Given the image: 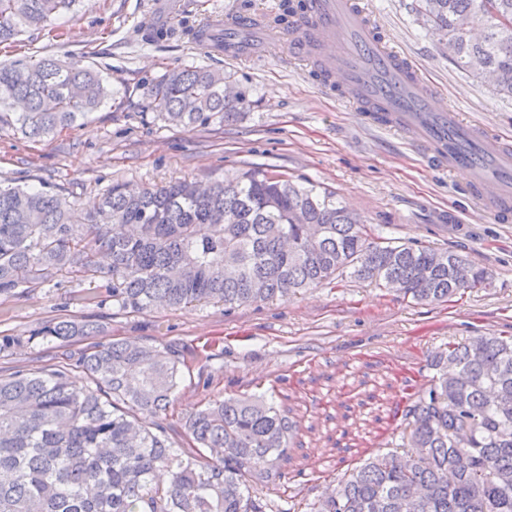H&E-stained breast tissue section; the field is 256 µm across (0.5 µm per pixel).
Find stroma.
<instances>
[{"label":"stroma","mask_w":512,"mask_h":512,"mask_svg":"<svg viewBox=\"0 0 512 512\" xmlns=\"http://www.w3.org/2000/svg\"><path fill=\"white\" fill-rule=\"evenodd\" d=\"M282 2L78 0L69 13L21 35L17 46H0V63L77 60L100 71L113 90L86 119L42 140L1 122L0 183L57 191L90 210L116 182L143 187L188 177L208 185L260 166L334 192L384 236L467 258L489 272L486 285L427 304L346 278L230 311L202 301L136 313L82 302L104 277L60 276L0 299V338L26 339L0 350V374L53 368L84 349L81 341L58 348L31 339L59 317L100 324L107 340L196 353L207 363L183 368L168 423L180 428L222 396L274 389L277 408L300 430L281 463V483L259 495L278 512H309L362 459L406 444L408 425L393 410L428 389L431 352L478 335L512 336V223L489 219L462 193L463 175L427 164L417 147L369 122L309 66L286 60L282 48L234 62L190 39L200 24L275 15ZM363 2L445 101L512 137V98L458 68L411 12L414 0ZM181 64L223 71L228 85L247 92L249 112L229 125L191 130L164 122L140 84Z\"/></svg>","instance_id":"35a3bbf8"}]
</instances>
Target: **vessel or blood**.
<instances>
[{"label": "vessel or blood", "instance_id": "obj_1", "mask_svg": "<svg viewBox=\"0 0 512 512\" xmlns=\"http://www.w3.org/2000/svg\"><path fill=\"white\" fill-rule=\"evenodd\" d=\"M226 58L255 59L282 47L340 87L366 118L419 145L425 160L465 176L463 189L499 222L512 221V143L448 107L378 30L361 0H312L289 29L264 14L224 23Z\"/></svg>", "mask_w": 512, "mask_h": 512}]
</instances>
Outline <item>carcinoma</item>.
I'll use <instances>...</instances> for the list:
<instances>
[{"label":"carcinoma","mask_w":512,"mask_h":512,"mask_svg":"<svg viewBox=\"0 0 512 512\" xmlns=\"http://www.w3.org/2000/svg\"><path fill=\"white\" fill-rule=\"evenodd\" d=\"M76 0H0V45ZM417 19L453 61L512 97V0H415ZM144 99L185 128L238 120L224 73L177 66L142 85ZM90 67L51 57L0 64V107L27 138L73 126L107 97ZM111 259L107 297L134 312L202 300L227 309L316 288L333 277L388 283L418 302L482 286L467 258L398 243L358 223L334 196L251 168L201 190L183 179L114 183L96 211L47 190L0 186V297L59 275L93 278ZM98 326L61 318L29 336L64 346ZM180 350L99 341L68 370L0 376V512H266L253 496L282 479L296 422L266 395L217 398L181 425L165 414L181 377ZM429 390L405 410L409 448L372 456L310 512H512V336L450 342L430 358Z\"/></svg>","instance_id":"obj_1"}]
</instances>
